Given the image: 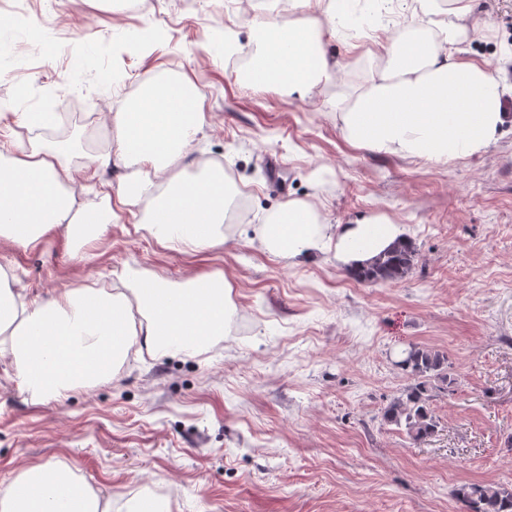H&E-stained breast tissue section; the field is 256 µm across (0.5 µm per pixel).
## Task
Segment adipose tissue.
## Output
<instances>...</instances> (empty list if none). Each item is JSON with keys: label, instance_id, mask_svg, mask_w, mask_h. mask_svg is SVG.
Returning a JSON list of instances; mask_svg holds the SVG:
<instances>
[{"label": "adipose tissue", "instance_id": "adipose-tissue-1", "mask_svg": "<svg viewBox=\"0 0 512 512\" xmlns=\"http://www.w3.org/2000/svg\"><path fill=\"white\" fill-rule=\"evenodd\" d=\"M287 18L272 17L250 28L251 84L275 83L296 90L313 82H333L337 62L323 49L329 22L346 14L349 0H329L325 16L311 13L310 0H290ZM454 17L438 18L431 0H416L420 22L391 37L388 64L339 108L346 138L368 148L413 159L446 162L482 151L512 116L503 112L512 84L485 65L451 59L447 49L480 34L467 0H455ZM199 95L187 83L159 81L137 105L113 116L112 136L119 160L131 166L117 203L136 202L138 220L176 251L213 244L224 221V168L209 166L191 183L158 182L188 158L205 122ZM71 151L39 146L10 151L0 141V238L13 245L35 244L49 230L77 239L103 234L112 222L111 203L92 208L72 184ZM308 204L291 200L263 219L261 243L292 257L335 247L346 266L375 258L402 235L389 220L341 225L337 236ZM129 294H113L89 283L63 289L49 302L30 303L7 285L0 269V358H11L25 388L41 399H60L75 386L111 374L132 341L130 301H137L146 324L142 345L153 357L193 353L224 333V309L231 291L223 276L172 283L139 270L123 271ZM0 512H112L82 488L67 470L36 467L0 488Z\"/></svg>", "mask_w": 512, "mask_h": 512}]
</instances>
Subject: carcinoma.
Returning <instances> with one entry per match:
<instances>
[{
    "label": "carcinoma",
    "mask_w": 512,
    "mask_h": 512,
    "mask_svg": "<svg viewBox=\"0 0 512 512\" xmlns=\"http://www.w3.org/2000/svg\"><path fill=\"white\" fill-rule=\"evenodd\" d=\"M416 256L415 243L404 237L368 266L350 270V275L360 283L397 282L410 273ZM398 368L409 384L381 409V419L405 428L415 442L428 441L438 434L439 428L431 402L441 394L455 391L457 374L447 353L422 345L405 350ZM451 496L462 505V512H512V490L495 483H465L453 488Z\"/></svg>",
    "instance_id": "obj_1"
}]
</instances>
